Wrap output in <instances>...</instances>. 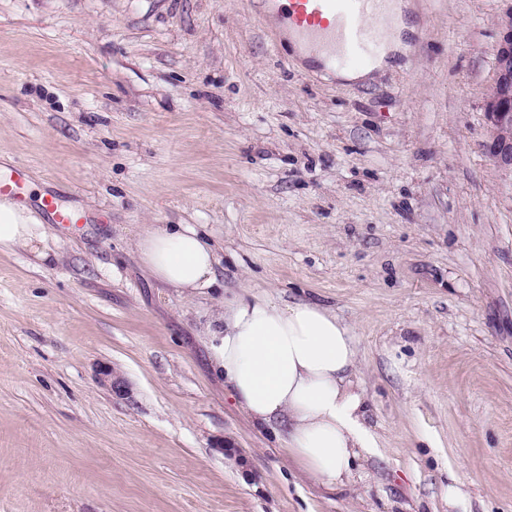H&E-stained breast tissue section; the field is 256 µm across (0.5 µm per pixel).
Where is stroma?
Wrapping results in <instances>:
<instances>
[{
	"label": "stroma",
	"instance_id": "35a3bbf8",
	"mask_svg": "<svg viewBox=\"0 0 512 512\" xmlns=\"http://www.w3.org/2000/svg\"><path fill=\"white\" fill-rule=\"evenodd\" d=\"M262 10L0 0V176L49 254H0V512H512V172L485 115L512 0H414L359 80ZM145 224L195 225L213 286L155 281ZM247 290L352 327L378 448L350 484L230 402L205 327ZM41 205L57 224H78L84 221L82 213L64 207L53 195L43 197Z\"/></svg>",
	"mask_w": 512,
	"mask_h": 512
}]
</instances>
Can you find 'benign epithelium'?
Here are the masks:
<instances>
[{"mask_svg":"<svg viewBox=\"0 0 512 512\" xmlns=\"http://www.w3.org/2000/svg\"><path fill=\"white\" fill-rule=\"evenodd\" d=\"M486 117L490 155L498 167L512 171V13L496 51V77Z\"/></svg>","mask_w":512,"mask_h":512,"instance_id":"1","label":"benign epithelium"}]
</instances>
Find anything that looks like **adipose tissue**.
I'll list each match as a JSON object with an SVG mask.
<instances>
[{
	"instance_id": "adipose-tissue-1",
	"label": "adipose tissue",
	"mask_w": 512,
	"mask_h": 512,
	"mask_svg": "<svg viewBox=\"0 0 512 512\" xmlns=\"http://www.w3.org/2000/svg\"><path fill=\"white\" fill-rule=\"evenodd\" d=\"M45 232L29 210L0 200V253L37 251ZM138 257L156 281L191 294L215 281L213 246L190 224H148ZM208 345L215 370L254 426L326 487L350 482L357 460L377 445L351 327L315 302L284 304L247 292L223 300Z\"/></svg>"
}]
</instances>
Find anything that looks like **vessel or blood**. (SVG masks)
<instances>
[{
  "instance_id": "b4317fda",
  "label": "vessel or blood",
  "mask_w": 512,
  "mask_h": 512,
  "mask_svg": "<svg viewBox=\"0 0 512 512\" xmlns=\"http://www.w3.org/2000/svg\"><path fill=\"white\" fill-rule=\"evenodd\" d=\"M275 39L318 50L329 66L354 68L373 62L386 48L387 21L397 19L400 0H267ZM55 223L78 224L82 213L55 196L41 201Z\"/></svg>"
}]
</instances>
